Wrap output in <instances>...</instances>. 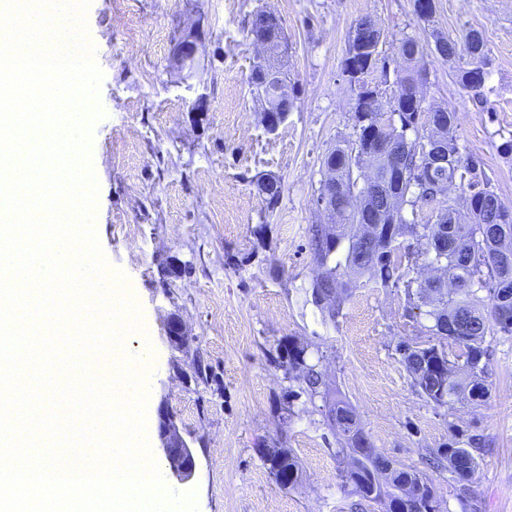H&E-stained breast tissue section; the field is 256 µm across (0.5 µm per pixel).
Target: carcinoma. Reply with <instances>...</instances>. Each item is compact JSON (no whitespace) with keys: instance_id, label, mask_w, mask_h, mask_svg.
<instances>
[{"instance_id":"carcinoma-1","label":"carcinoma","mask_w":512,"mask_h":512,"mask_svg":"<svg viewBox=\"0 0 512 512\" xmlns=\"http://www.w3.org/2000/svg\"><path fill=\"white\" fill-rule=\"evenodd\" d=\"M359 23L364 30L349 37L346 53L360 49L362 40L369 56V49L384 41V32L368 17ZM266 31L280 34V46L288 47L278 18L255 13L250 32L260 37ZM433 38L439 58H461L459 84L487 105L483 90L491 59L481 31L469 30L461 49L439 32ZM399 54L405 68L396 74V91L381 125L369 112H354L352 135L324 157L323 166L336 180V208L328 214L330 223L312 227L317 263L312 287L336 292L326 304L332 319L363 277L376 288L403 289L411 308L431 322L423 342L403 341L397 348L417 391L437 407L478 405L489 392L485 338L512 335V207L492 189L478 161L461 152L456 113L406 97L413 83L426 78L423 45L405 36ZM424 113L428 131L422 133ZM370 137L387 141L388 151L364 164L359 149ZM368 177L379 183L380 192L361 209L357 198ZM445 184L459 188L460 198L447 197ZM258 187L267 208H275L282 193L279 179L267 175ZM425 207L427 220L420 224L417 213ZM421 257L441 273L436 284L413 276ZM305 354L293 344L280 362L301 383L300 391L289 395H329L322 371L307 363ZM325 417L341 444L337 455L352 457L343 478L361 498L380 503L384 512H424L435 499L432 486L416 471L398 468L377 453L347 403L327 401ZM481 452V438L463 431L432 451L433 464L448 468L464 500Z\"/></svg>"}]
</instances>
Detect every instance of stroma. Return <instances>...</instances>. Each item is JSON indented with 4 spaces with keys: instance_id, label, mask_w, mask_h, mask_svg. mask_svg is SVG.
<instances>
[{
    "instance_id": "obj_1",
    "label": "stroma",
    "mask_w": 512,
    "mask_h": 512,
    "mask_svg": "<svg viewBox=\"0 0 512 512\" xmlns=\"http://www.w3.org/2000/svg\"><path fill=\"white\" fill-rule=\"evenodd\" d=\"M431 23L412 0H91L86 13L103 73L91 160L98 183L95 233L109 272L141 311L151 362L146 432L165 483L196 490L198 512H383L346 486V459L326 425L322 396L292 400L274 359L279 344L304 347L330 391L356 412L373 448L432 483L438 512H512V336H490V397L479 407L437 409L414 387L396 346L427 324L403 291L357 288L337 318L311 296L316 269L312 225L325 217L313 196L322 161L352 133V92L342 74L354 22L385 33V72L403 66L398 41L427 50L425 103L457 115L461 147L479 161L512 206V0H435ZM274 12L288 37L281 63L296 107L277 131L261 121L250 85L259 54L253 14ZM483 33L492 59L488 106L480 108L432 52V31L464 40ZM195 33L191 67L170 60L176 40ZM281 182L267 208L257 181ZM189 340L174 350L170 317ZM210 382L193 380L196 362ZM167 407L196 460L193 477H173L159 448L158 409ZM483 435L460 501L448 472L429 468L432 449L452 432ZM293 456L295 483L282 484L265 452Z\"/></svg>"
}]
</instances>
